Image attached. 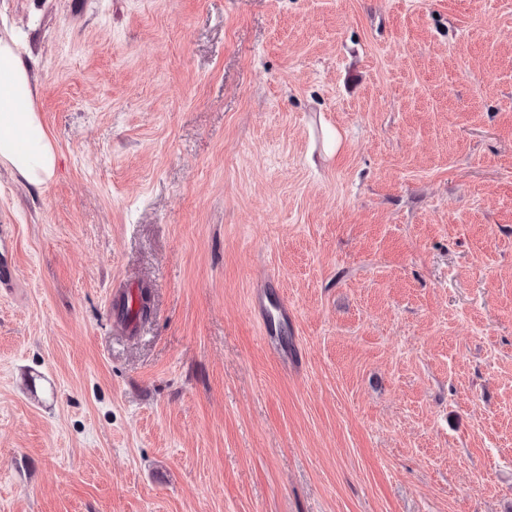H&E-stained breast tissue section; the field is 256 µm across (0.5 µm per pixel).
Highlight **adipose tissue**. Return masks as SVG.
I'll return each mask as SVG.
<instances>
[{
	"mask_svg": "<svg viewBox=\"0 0 512 512\" xmlns=\"http://www.w3.org/2000/svg\"><path fill=\"white\" fill-rule=\"evenodd\" d=\"M33 90L15 39L0 35V164L40 185L54 174L57 157L36 112Z\"/></svg>",
	"mask_w": 512,
	"mask_h": 512,
	"instance_id": "obj_1",
	"label": "adipose tissue"
}]
</instances>
